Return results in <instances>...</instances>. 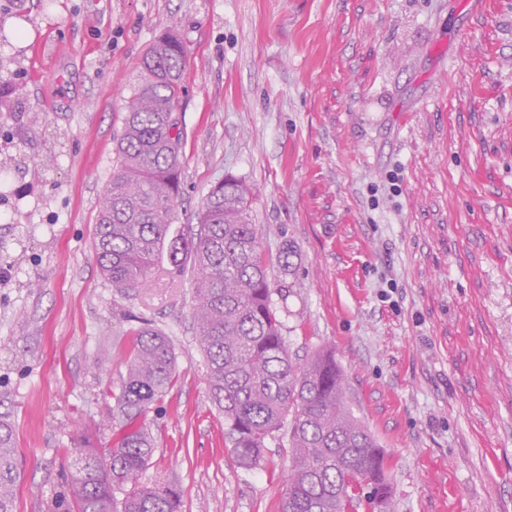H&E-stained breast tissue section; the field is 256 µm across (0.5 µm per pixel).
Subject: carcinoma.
Listing matches in <instances>:
<instances>
[{"label": "carcinoma", "instance_id": "1", "mask_svg": "<svg viewBox=\"0 0 512 512\" xmlns=\"http://www.w3.org/2000/svg\"><path fill=\"white\" fill-rule=\"evenodd\" d=\"M185 64L182 42L162 36L144 56L125 100L116 164L93 236L100 270L112 287L129 292L147 287L164 260L170 275L191 268L193 330L236 465H259L268 440L291 417L292 461L281 512H393L387 457L348 407L336 354L319 350L302 362L288 350L246 185L224 176L207 194L196 232L171 234L183 173L174 112ZM174 381L169 338L152 328L136 330L115 396L130 430L105 456L88 439L72 449L73 472L55 508L181 512L174 484L139 480L153 455L140 421ZM20 479L12 425L0 415V512H17Z\"/></svg>", "mask_w": 512, "mask_h": 512}]
</instances>
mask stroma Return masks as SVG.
<instances>
[{"mask_svg": "<svg viewBox=\"0 0 512 512\" xmlns=\"http://www.w3.org/2000/svg\"><path fill=\"white\" fill-rule=\"evenodd\" d=\"M0 414L18 512H52L83 437L124 428L130 334L169 337L143 483L182 512H279L287 431L238 467L192 329L191 276L112 288L92 249L124 101L184 44L177 230L232 174L293 357L335 350L395 512H512V0H0ZM52 160L44 178L30 170ZM295 253L288 271L275 260Z\"/></svg>", "mask_w": 512, "mask_h": 512, "instance_id": "1", "label": "stroma"}]
</instances>
